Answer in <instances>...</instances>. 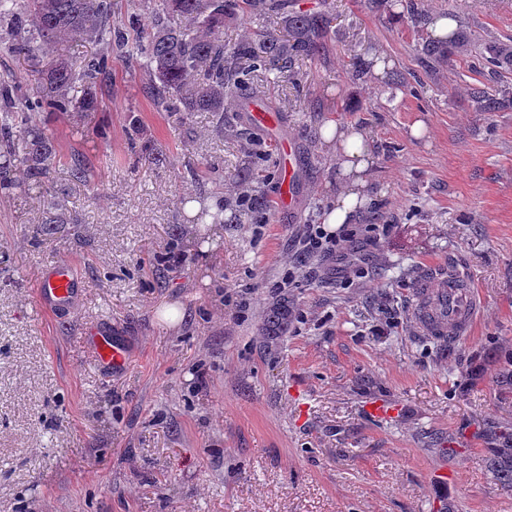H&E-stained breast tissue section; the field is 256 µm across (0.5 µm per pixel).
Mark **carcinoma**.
Instances as JSON below:
<instances>
[{
  "label": "carcinoma",
  "mask_w": 512,
  "mask_h": 512,
  "mask_svg": "<svg viewBox=\"0 0 512 512\" xmlns=\"http://www.w3.org/2000/svg\"><path fill=\"white\" fill-rule=\"evenodd\" d=\"M372 12H393L400 7L416 28L428 19L416 0H365ZM161 21L150 32L137 37L135 55L145 76L146 88L161 111L214 112L219 127L225 126V97H236L256 89L253 73L261 71L276 78L295 76L300 59L326 61L330 54L331 16L328 10L296 9L291 0H159ZM282 16L280 29L247 30L233 45L224 44V20L240 16L263 20ZM135 12L116 20L112 0H0V40L12 41L14 49L38 59L67 35H79L96 46L89 58L60 63L45 72L49 92L44 95H18L15 82L0 78V195L19 187L9 176L10 169L26 170L28 188L50 189V171L55 161L52 135L46 127L28 126L30 116L39 112H68L79 109L95 112L97 88L112 79V56L130 55L128 36L138 33ZM467 45L462 32L446 40L425 41L421 55L426 64L442 63L457 49ZM481 60L496 73L501 64L500 47L489 44ZM87 83L81 98L69 97L76 81ZM478 112H498L512 106V93L486 86L471 89ZM70 176L92 186L89 168L79 156L70 158ZM239 196L249 198L244 214L265 219L266 198L248 183ZM291 317L283 303L266 312L262 332L276 336L288 326ZM503 447L489 449L488 464L494 476L512 485V434H501Z\"/></svg>",
  "instance_id": "1"
}]
</instances>
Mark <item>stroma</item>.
<instances>
[{
	"label": "stroma",
	"instance_id": "stroma-1",
	"mask_svg": "<svg viewBox=\"0 0 512 512\" xmlns=\"http://www.w3.org/2000/svg\"><path fill=\"white\" fill-rule=\"evenodd\" d=\"M417 3L469 38L420 95L408 16L297 0L328 8L335 38L328 63L299 61L296 82L266 85L275 128L242 116L223 135L212 113L158 110L124 58L98 111L38 116L54 133V192L0 196V512H512L487 463L500 445L490 423L512 428V393L495 382L512 353V109L478 112L470 98L481 83L512 89V66L483 77L473 52L512 51V0ZM357 54L387 67L354 78ZM330 120L373 147L361 223L394 226L368 276L346 283L299 246L339 191ZM102 122L106 140L90 137ZM283 139L309 159L293 211L271 210L258 236L231 210L220 224L188 214L190 201L236 199ZM147 147L167 165H145ZM75 153L94 189L71 179ZM54 264L73 265L82 288L56 317L34 306ZM452 272L482 307L473 336L449 345L421 335L411 310L419 286ZM282 299L288 329L266 338ZM95 328L125 342L127 368L95 365Z\"/></svg>",
	"mask_w": 512,
	"mask_h": 512
}]
</instances>
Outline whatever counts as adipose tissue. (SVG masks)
<instances>
[{
  "mask_svg": "<svg viewBox=\"0 0 512 512\" xmlns=\"http://www.w3.org/2000/svg\"><path fill=\"white\" fill-rule=\"evenodd\" d=\"M324 135L336 139L342 158L341 174L349 180L335 206L324 218L326 224L337 227L350 222L356 210L365 206L369 200L365 174L371 164V150L364 133L342 131L333 123L325 127Z\"/></svg>",
  "mask_w": 512,
  "mask_h": 512,
  "instance_id": "ef3b65f1",
  "label": "adipose tissue"
}]
</instances>
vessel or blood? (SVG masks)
<instances>
[{
  "label": "vessel or blood",
  "mask_w": 512,
  "mask_h": 512,
  "mask_svg": "<svg viewBox=\"0 0 512 512\" xmlns=\"http://www.w3.org/2000/svg\"><path fill=\"white\" fill-rule=\"evenodd\" d=\"M279 207L292 205L295 192V146L291 141H282ZM81 290L73 269L67 265L46 268L35 289L39 307L54 314L74 310ZM481 308L480 297L466 280L452 276L443 288L432 291L419 288L415 298V314L420 329L429 336L462 339L469 336ZM87 341L93 350L98 365L119 370L129 361L125 345L112 336L92 332Z\"/></svg>",
  "instance_id": "b4317fda"
}]
</instances>
